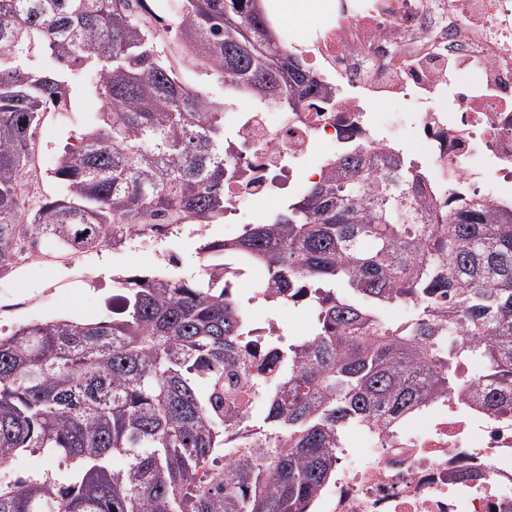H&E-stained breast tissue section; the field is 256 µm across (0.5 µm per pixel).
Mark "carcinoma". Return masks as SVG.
Instances as JSON below:
<instances>
[{
  "instance_id": "cac0c4a2",
  "label": "carcinoma",
  "mask_w": 512,
  "mask_h": 512,
  "mask_svg": "<svg viewBox=\"0 0 512 512\" xmlns=\"http://www.w3.org/2000/svg\"><path fill=\"white\" fill-rule=\"evenodd\" d=\"M0 0V276L45 250L114 248L224 221V92L299 112L335 90L269 23L262 0ZM93 65L100 124L59 157L60 193H26L36 135ZM424 175L369 150L228 245L191 278L121 275L112 319L0 335V470L37 450L61 465L0 481V512H310L336 478V435L392 422L463 386L512 408V206L460 196L429 211ZM265 272L273 303L314 292L312 334L259 338L224 271ZM422 304L405 326L381 312ZM461 335L450 347L443 337ZM119 457L123 465L116 467ZM177 60L179 62V67L181 68L182 74L187 81L194 84L204 81L209 90V96L215 101H224V87L222 84H219L217 81L211 78L202 76L201 72L196 70L190 64L187 65L186 63H182V61H180L178 57Z\"/></svg>"
}]
</instances>
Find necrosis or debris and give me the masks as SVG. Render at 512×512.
Returning <instances> with one entry per match:
<instances>
[{"mask_svg": "<svg viewBox=\"0 0 512 512\" xmlns=\"http://www.w3.org/2000/svg\"><path fill=\"white\" fill-rule=\"evenodd\" d=\"M303 53L335 100L225 111L224 147L248 173L225 183L227 209L301 192L330 156L362 147L429 172L426 207L466 195L512 205V0H335ZM376 101L411 109L376 112ZM314 512H512V412L459 389L405 420L348 426Z\"/></svg>", "mask_w": 512, "mask_h": 512, "instance_id": "4bbe7bcc", "label": "necrosis or debris"}]
</instances>
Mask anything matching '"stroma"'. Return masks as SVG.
Here are the masks:
<instances>
[{
  "label": "stroma",
  "instance_id": "35a3bbf8",
  "mask_svg": "<svg viewBox=\"0 0 512 512\" xmlns=\"http://www.w3.org/2000/svg\"><path fill=\"white\" fill-rule=\"evenodd\" d=\"M98 77L89 69L86 82L71 95L67 119L46 114L36 137L37 151L30 184L39 196H57L52 176L58 158L78 136L99 123L101 105L92 83ZM199 235L182 224L161 238L129 241L125 247H103L85 253L65 254L57 261L26 262L0 278V328L9 330L37 321L70 319L101 321L112 316L115 276L147 272L188 277L198 274Z\"/></svg>",
  "mask_w": 512,
  "mask_h": 512
}]
</instances>
